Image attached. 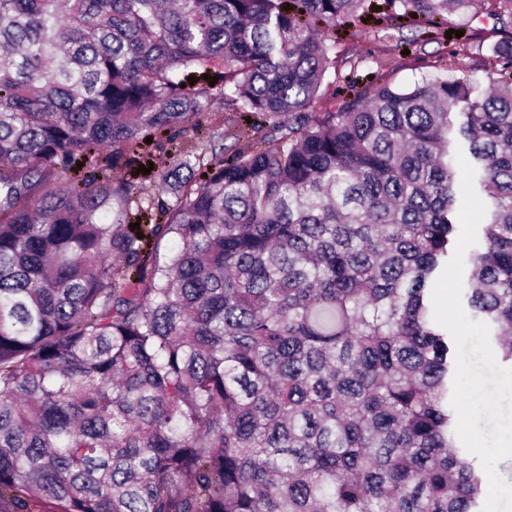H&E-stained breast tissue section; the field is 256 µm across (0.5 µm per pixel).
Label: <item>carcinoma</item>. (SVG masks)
I'll return each instance as SVG.
<instances>
[{"label":"carcinoma","instance_id":"cac0c4a2","mask_svg":"<svg viewBox=\"0 0 512 512\" xmlns=\"http://www.w3.org/2000/svg\"><path fill=\"white\" fill-rule=\"evenodd\" d=\"M471 3L0 0V512H482L432 289L460 149L466 308L512 365V59L309 111L337 27L512 28ZM217 104L260 147L152 154ZM141 159L172 202L133 230Z\"/></svg>","mask_w":512,"mask_h":512}]
</instances>
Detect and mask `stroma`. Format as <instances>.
I'll use <instances>...</instances> for the list:
<instances>
[{
  "label": "stroma",
  "mask_w": 512,
  "mask_h": 512,
  "mask_svg": "<svg viewBox=\"0 0 512 512\" xmlns=\"http://www.w3.org/2000/svg\"><path fill=\"white\" fill-rule=\"evenodd\" d=\"M414 28L406 26L376 31L374 24L350 23L336 30V78L325 100L316 102L314 111L331 109L345 97L350 86L364 87L385 82L396 88L409 87L424 77L448 70L468 71L479 83H486L491 45L495 34L470 30L468 38L416 41ZM409 53H402V45ZM113 178L132 179L136 185L131 209L141 212L145 224H162L166 216L157 190L158 174L138 173L135 167L117 166Z\"/></svg>",
  "instance_id": "1"
}]
</instances>
